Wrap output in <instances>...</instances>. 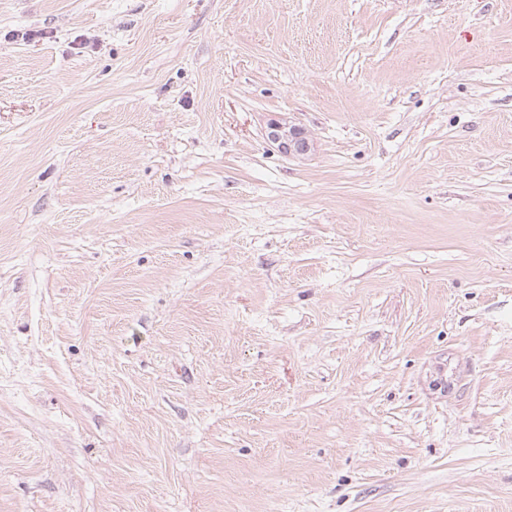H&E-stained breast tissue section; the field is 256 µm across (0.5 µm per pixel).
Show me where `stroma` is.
I'll use <instances>...</instances> for the list:
<instances>
[{
    "mask_svg": "<svg viewBox=\"0 0 512 512\" xmlns=\"http://www.w3.org/2000/svg\"><path fill=\"white\" fill-rule=\"evenodd\" d=\"M0 512H512V0H0ZM266 138L288 156L303 157L311 149L306 130L285 119L270 120L267 124Z\"/></svg>",
    "mask_w": 512,
    "mask_h": 512,
    "instance_id": "1",
    "label": "stroma"
}]
</instances>
